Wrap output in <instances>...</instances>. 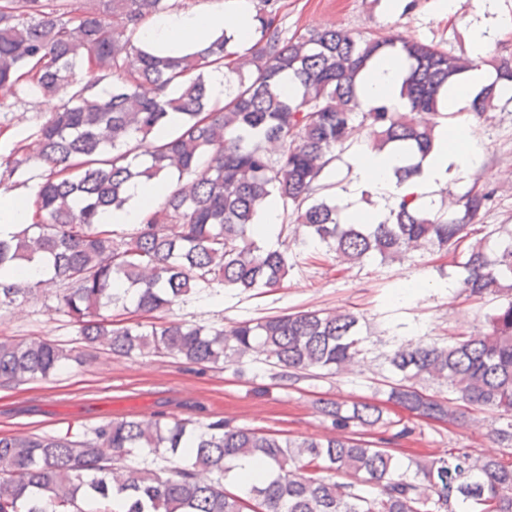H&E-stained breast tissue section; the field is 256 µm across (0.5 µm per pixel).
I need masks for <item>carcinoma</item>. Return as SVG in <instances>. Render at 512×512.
Instances as JSON below:
<instances>
[{
  "mask_svg": "<svg viewBox=\"0 0 512 512\" xmlns=\"http://www.w3.org/2000/svg\"><path fill=\"white\" fill-rule=\"evenodd\" d=\"M177 0H5L0 5V112L26 94L56 97L40 124L39 159L49 166L33 223L0 238V272L27 265L44 278L0 277V311L38 295L79 325V342L118 357L179 358L201 366L243 367L263 358L277 375L299 380L314 370L343 374L363 355L366 337L350 311L314 310L238 322L228 328L156 314L218 283L242 292L275 288L288 256L252 239L269 197L291 223L350 261L399 256L418 247L461 250L463 291L478 299L512 291V237L490 254L487 237L470 244L467 227L491 192L471 188L463 215L430 213L400 195L379 224L345 223L320 196L336 153L367 138L381 150L396 143L424 155L434 141L441 93L471 61L394 34L355 37L336 27L286 37L280 0H258L254 45L228 50L220 35L199 51L162 55L139 46L148 20L181 9ZM404 58L406 111L382 104L361 111L357 86L370 63ZM493 85L472 104L485 118L494 84H512V62L488 60ZM227 68L228 101L208 90L209 70ZM294 84L290 97L284 82ZM106 84L103 95L92 89ZM179 114L163 141L154 133ZM29 158L0 155V185ZM177 174L174 189L130 232L97 223L120 209L127 186ZM135 316L117 320L112 308ZM74 358L73 349L40 337L0 338V380H46ZM399 377L382 406L325 402L331 434L285 437L222 418L121 417L83 433H0V512H512V466L467 451L410 459L392 449L412 434V418L448 425L449 400L419 390L446 386L479 410L497 415L500 444L512 447V298L488 317L487 330L451 344L400 345L388 357ZM241 457L266 464L270 479L226 488Z\"/></svg>",
  "mask_w": 512,
  "mask_h": 512,
  "instance_id": "carcinoma-1",
  "label": "carcinoma"
}]
</instances>
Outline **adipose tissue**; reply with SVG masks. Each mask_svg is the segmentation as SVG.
Listing matches in <instances>:
<instances>
[{"instance_id": "1", "label": "adipose tissue", "mask_w": 512, "mask_h": 512, "mask_svg": "<svg viewBox=\"0 0 512 512\" xmlns=\"http://www.w3.org/2000/svg\"><path fill=\"white\" fill-rule=\"evenodd\" d=\"M254 10L251 0H225L221 8L207 11H172L145 23L140 32L144 45L182 49H197L221 34L233 37L239 48H249L253 39ZM491 33L477 26L471 31L470 58L472 69L462 75L454 89L444 94L446 110H460L468 106L475 94L487 84L489 73L484 60L489 52ZM406 75L404 61L384 57L370 65L359 81V98L363 106L384 104L399 109L404 105L401 95ZM484 145L475 140L467 126L454 125L437 130L434 147L420 162V172L406 183H398L397 169L409 164L402 151L385 148L368 149L354 156V188L357 193L370 195L375 204L363 211L349 205L344 210L346 221L377 224L384 220L387 205L393 193L418 196L421 205H430L429 194L446 182L458 170L479 168ZM170 186L160 179L138 181L129 185V200L124 209L105 210L99 216L103 224H137L144 212L168 193Z\"/></svg>"}]
</instances>
